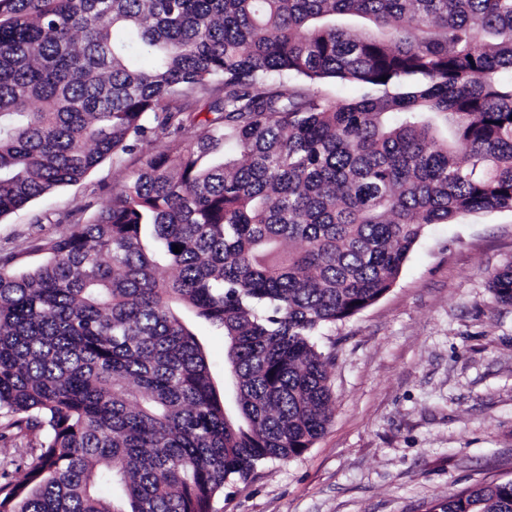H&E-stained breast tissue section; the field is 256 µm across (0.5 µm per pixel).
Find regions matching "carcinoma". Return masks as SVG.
Masks as SVG:
<instances>
[{"mask_svg": "<svg viewBox=\"0 0 512 512\" xmlns=\"http://www.w3.org/2000/svg\"><path fill=\"white\" fill-rule=\"evenodd\" d=\"M135 144L45 262L0 258V439L42 435L0 512H212L312 447L315 337L428 225L512 212V0H0V217ZM489 288L512 305V263ZM188 313L224 332L220 383ZM434 510L512 512V480Z\"/></svg>", "mask_w": 512, "mask_h": 512, "instance_id": "carcinoma-1", "label": "carcinoma"}]
</instances>
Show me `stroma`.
Listing matches in <instances>:
<instances>
[{
  "label": "stroma",
  "mask_w": 512,
  "mask_h": 512,
  "mask_svg": "<svg viewBox=\"0 0 512 512\" xmlns=\"http://www.w3.org/2000/svg\"><path fill=\"white\" fill-rule=\"evenodd\" d=\"M140 152L0 217V256L21 273L38 246L88 222ZM512 263V212L429 225L393 287L325 329L334 416L302 455L258 467L215 512H428L449 492L512 480V305L491 274Z\"/></svg>",
  "instance_id": "35a3bbf8"
}]
</instances>
